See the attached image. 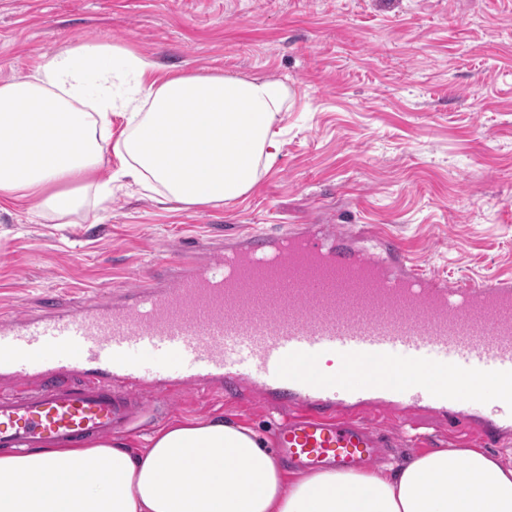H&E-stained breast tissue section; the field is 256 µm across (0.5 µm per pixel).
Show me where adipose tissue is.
Returning <instances> with one entry per match:
<instances>
[{
    "mask_svg": "<svg viewBox=\"0 0 512 512\" xmlns=\"http://www.w3.org/2000/svg\"><path fill=\"white\" fill-rule=\"evenodd\" d=\"M277 79L164 69L120 43L77 39L0 82V211L21 200L63 219L112 197L97 172L166 200L223 206L247 194L290 109ZM126 127L112 134V117ZM0 512H512V460L445 448L371 472L289 473L254 429L221 416L173 421L144 447L0 452Z\"/></svg>",
    "mask_w": 512,
    "mask_h": 512,
    "instance_id": "1",
    "label": "adipose tissue"
}]
</instances>
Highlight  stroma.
I'll return each instance as SVG.
<instances>
[{"instance_id": "stroma-1", "label": "stroma", "mask_w": 512, "mask_h": 512, "mask_svg": "<svg viewBox=\"0 0 512 512\" xmlns=\"http://www.w3.org/2000/svg\"><path fill=\"white\" fill-rule=\"evenodd\" d=\"M78 38L127 43L163 67L287 84L279 151L248 194L186 208L124 188L63 224L27 206L0 214V315L108 301L143 270L237 227L326 219L397 236L451 279L512 274V0H0V81ZM134 446L164 424L221 415L269 437L278 412L183 387L165 410L139 392ZM411 412L381 464L448 446Z\"/></svg>"}]
</instances>
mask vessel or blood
Listing matches in <instances>:
<instances>
[{
	"label": "vessel or blood",
	"instance_id": "vessel-or-blood-1",
	"mask_svg": "<svg viewBox=\"0 0 512 512\" xmlns=\"http://www.w3.org/2000/svg\"><path fill=\"white\" fill-rule=\"evenodd\" d=\"M146 354L190 388L284 409L272 444L307 473L374 464L388 436L367 415L404 421L416 403L486 445L512 440V276L447 279L388 233L241 232L112 300L1 317L0 372L16 387L0 391V447H76L129 429ZM326 356L337 376L319 372ZM403 366L484 385L472 398L407 388L394 375Z\"/></svg>",
	"mask_w": 512,
	"mask_h": 512
}]
</instances>
